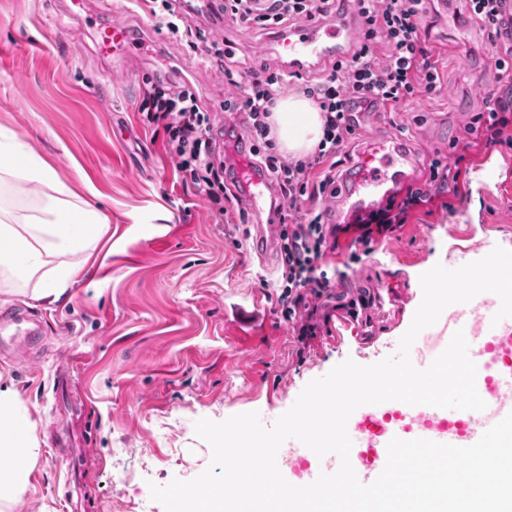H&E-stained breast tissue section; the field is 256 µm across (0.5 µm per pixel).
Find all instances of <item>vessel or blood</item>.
I'll list each match as a JSON object with an SVG mask.
<instances>
[{
    "instance_id": "1",
    "label": "vessel or blood",
    "mask_w": 512,
    "mask_h": 512,
    "mask_svg": "<svg viewBox=\"0 0 512 512\" xmlns=\"http://www.w3.org/2000/svg\"><path fill=\"white\" fill-rule=\"evenodd\" d=\"M358 22L351 11H340L324 21L299 24L280 38L289 63L317 67L344 57L357 34ZM224 166L233 175L232 191L253 220L254 252L265 261L275 258L280 243V225L271 221L275 194L265 169L248 156L228 150ZM417 161L412 154L376 140L363 154L354 175L345 177L341 199L353 209L376 207L393 194L399 184L412 178ZM500 307L496 295L482 293L454 308L445 319L422 330L410 349L416 368H427L448 346L455 331L467 333L469 356L477 366L476 387L486 403L481 411L411 406L400 401L357 408L347 422L352 441L350 462L363 483L373 482L387 461V445L395 438L427 439L467 447L475 444L492 425L512 412V317L495 320ZM31 315L0 311V350H32L43 344L41 332L30 329ZM336 454L317 456L298 441H286L277 453V465L291 484L312 483L320 473L335 472Z\"/></svg>"
}]
</instances>
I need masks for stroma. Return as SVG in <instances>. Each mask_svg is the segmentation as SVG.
Returning <instances> with one entry per match:
<instances>
[{"instance_id": "stroma-1", "label": "stroma", "mask_w": 512, "mask_h": 512, "mask_svg": "<svg viewBox=\"0 0 512 512\" xmlns=\"http://www.w3.org/2000/svg\"><path fill=\"white\" fill-rule=\"evenodd\" d=\"M186 20L228 42L241 67L284 65L273 36L213 22L205 7L187 11ZM114 24L133 39L130 54L99 52L100 27ZM423 25L439 58L440 88L402 111L364 114L347 165L372 135H389L418 157L415 178L423 180L433 153L464 138L472 115L505 83L495 67L499 47L470 18L465 0H429ZM156 77L190 83L215 128L245 137L243 116L224 120L223 75L156 18L119 0L77 7L71 0H0V131L27 143L77 198L107 214L112 233L56 304L0 293V311L38 312L47 338L36 366L0 360L38 418L42 453L22 512H73L65 492L74 482L88 512H163L150 484L190 480L210 464L197 420L256 412L271 426L308 382L336 365L396 355L422 301V274L479 260L483 243L512 250V149L488 148L473 157L454 214L414 217L357 261L351 235L340 234L333 265L363 293L395 297L375 337L362 322L343 323L339 299L318 336L300 343L274 289L262 285L276 275L255 256L249 225L216 223L142 123L144 84ZM253 298L266 319L238 333L224 311ZM64 363L74 385L60 396L55 373ZM61 424L85 439L93 463L84 472L49 446V427Z\"/></svg>"}]
</instances>
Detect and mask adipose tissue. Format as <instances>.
I'll use <instances>...</instances> for the list:
<instances>
[{
  "label": "adipose tissue",
  "mask_w": 512,
  "mask_h": 512,
  "mask_svg": "<svg viewBox=\"0 0 512 512\" xmlns=\"http://www.w3.org/2000/svg\"><path fill=\"white\" fill-rule=\"evenodd\" d=\"M271 123L281 149L294 156L312 152L323 137L321 112L303 96L279 99ZM8 150L14 163L0 171V180L21 181L45 200L22 217L0 211V278L18 281L17 295L51 305L103 250L109 219L71 202L70 189L49 165L32 158L23 141L10 139ZM68 253L78 255V262H64ZM37 428L11 378L0 373V512H17L27 493L41 454Z\"/></svg>",
  "instance_id": "adipose-tissue-1"
}]
</instances>
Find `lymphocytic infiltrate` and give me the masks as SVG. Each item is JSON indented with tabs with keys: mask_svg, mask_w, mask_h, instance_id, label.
<instances>
[{
	"mask_svg": "<svg viewBox=\"0 0 512 512\" xmlns=\"http://www.w3.org/2000/svg\"><path fill=\"white\" fill-rule=\"evenodd\" d=\"M353 6L362 21L361 36L348 57L330 62L302 92L320 109L324 136L305 158H285L272 135L271 112L287 70L262 65L247 84H240L231 47L210 45L209 62L224 72L226 85L239 93L224 100L228 112L247 117L248 152L270 174L277 188L274 221L281 224L277 303L285 322L299 326L302 336L314 335L320 300L335 298L346 287L345 274L330 276L329 257L338 246L341 225L329 223L321 205L336 195L337 159L361 128L364 110L408 106L436 92L441 80L438 61L423 27L424 0H224L225 19L242 28L280 34L300 20H323ZM471 17L489 31L500 51L499 71L512 70V0H466ZM384 46L383 59L375 49ZM139 112L146 125L163 135L182 185L201 194L218 223H233L237 197L227 185L224 165L218 162L213 126L201 112L196 94L184 83L152 81L145 89ZM460 152L435 153L426 175L401 197L357 214L360 229L352 243L364 254L375 250L378 239L407 224L415 211L430 215L454 211L459 182L470 172L475 152L495 146L512 148V81L493 95L483 111L475 113Z\"/></svg>",
	"mask_w": 512,
	"mask_h": 512,
	"instance_id": "f902f5d3",
	"label": "lymphocytic infiltrate"
}]
</instances>
